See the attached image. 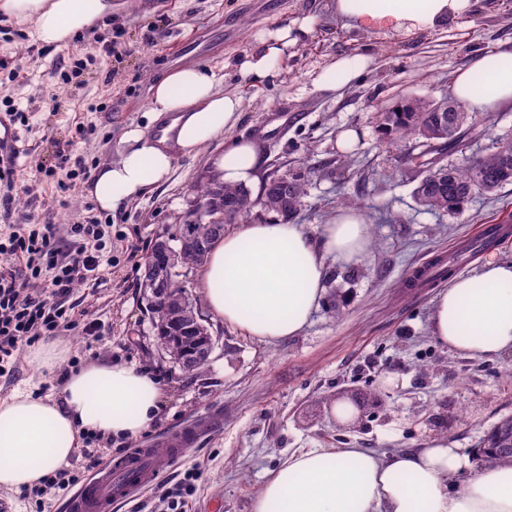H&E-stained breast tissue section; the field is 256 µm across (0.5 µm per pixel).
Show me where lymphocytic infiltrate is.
<instances>
[{"instance_id": "1", "label": "lymphocytic infiltrate", "mask_w": 512, "mask_h": 512, "mask_svg": "<svg viewBox=\"0 0 512 512\" xmlns=\"http://www.w3.org/2000/svg\"><path fill=\"white\" fill-rule=\"evenodd\" d=\"M101 237V224L91 218L71 225L65 239L58 237L56 225L47 223L36 229L14 225L0 241V253L13 258L0 266V373L21 344L64 328L95 335L94 325H78L67 301L79 282L111 265V256L99 246ZM38 282L46 283V293L31 291Z\"/></svg>"}]
</instances>
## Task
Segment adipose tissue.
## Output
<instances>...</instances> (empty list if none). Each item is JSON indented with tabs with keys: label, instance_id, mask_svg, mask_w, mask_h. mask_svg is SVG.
Returning <instances> with one entry per match:
<instances>
[{
	"label": "adipose tissue",
	"instance_id": "1",
	"mask_svg": "<svg viewBox=\"0 0 512 512\" xmlns=\"http://www.w3.org/2000/svg\"><path fill=\"white\" fill-rule=\"evenodd\" d=\"M470 0H335L339 17L356 28L431 29L467 11ZM110 0H0V15L30 23L45 45L70 47L92 22L111 12ZM298 29L272 33L271 46L243 61L240 70L265 78ZM453 97L476 112L512 104V50L479 57L460 71ZM244 104L218 89L212 69L188 66L160 78L151 90L148 122H168L172 146L147 130L124 133L117 160L102 163L90 194L104 211L133 201L166 181L176 156H193L235 128ZM214 165L229 186L257 184L258 144L232 141ZM369 226L355 208L312 234L301 224L274 218L236 225L212 246L198 272L199 294L217 320L264 342L300 334L324 295L327 263L361 262L370 249ZM433 336L473 356L512 351V262L490 260L452 278L438 292ZM164 400L159 378L117 360L65 373L59 398L14 392L0 401V490L21 492L73 456L82 435L114 440L141 436ZM253 512H512V465L470 471L469 457L445 438L393 453L363 448H312L292 455L263 483Z\"/></svg>",
	"mask_w": 512,
	"mask_h": 512
}]
</instances>
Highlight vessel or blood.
<instances>
[{"mask_svg":"<svg viewBox=\"0 0 512 512\" xmlns=\"http://www.w3.org/2000/svg\"><path fill=\"white\" fill-rule=\"evenodd\" d=\"M219 424V419L212 417L198 427L172 436L158 447L139 448L111 460L78 489L70 502L71 512H112L114 502L129 498L157 480L160 463L181 457L203 431Z\"/></svg>","mask_w":512,"mask_h":512,"instance_id":"1","label":"vessel or blood"}]
</instances>
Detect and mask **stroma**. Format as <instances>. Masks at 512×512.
Returning <instances> with one entry per match:
<instances>
[{"instance_id": "1", "label": "stroma", "mask_w": 512, "mask_h": 512, "mask_svg": "<svg viewBox=\"0 0 512 512\" xmlns=\"http://www.w3.org/2000/svg\"><path fill=\"white\" fill-rule=\"evenodd\" d=\"M310 33L289 46L267 77L252 80L240 63L262 53L269 33L303 17ZM112 54H105V46ZM512 50V0H471L448 26L412 33L364 32L334 9V0H112V16L91 25L68 49L36 40L28 23L0 18V114L16 105L27 117L12 184L11 212L0 210V237L20 217L53 221L59 232L94 217L105 229L112 264L77 286L70 298L81 323L98 328L86 344L75 332L57 337L69 352L60 368L37 369L18 354L0 374V396L14 389L58 396L60 375L105 359L156 371L167 400L157 422L124 452L152 448L169 436L217 414L220 427L204 432L182 457L168 462L149 490L113 512H170L166 494L187 469H195L184 512H251L265 479L288 457L308 448H365L375 452L419 448L447 438L473 466L484 435L512 417V351L487 357L455 353L431 332V315L447 278L408 287L409 276L468 246L456 268L465 275L489 260L512 261V240L473 250L479 225L512 215V184L478 196L456 214L425 210L413 197L421 174L403 156L411 142L388 148L379 114L413 93L449 97L454 75L474 57ZM371 62L338 93L316 80L336 59ZM202 65L216 73L220 90L244 102L242 122L193 157L180 156L163 184L106 213L92 209L90 180L73 177L57 154L80 156L88 170L117 159L123 134L145 125L150 88L164 73ZM20 69L13 78L12 69ZM60 94L50 111L48 99ZM359 131L349 154L336 147L339 133ZM254 139L261 175L301 174L307 197L295 223L313 233L345 200L357 201L370 224L372 248L357 265L329 262L326 293L309 324L278 343L247 336L204 315L216 341L204 367L185 372L157 344L140 286L144 259L155 239L183 223L195 184L214 175L212 159L234 138ZM512 138V106L492 113L487 125L463 127L445 162L483 153L496 138ZM50 176H40V169ZM356 410L348 421L332 408ZM111 441L86 436L67 464L79 482L110 460ZM70 490L45 488L41 496L0 492V512H67Z\"/></svg>"}]
</instances>
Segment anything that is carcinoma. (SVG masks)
Segmentation results:
<instances>
[{
    "mask_svg": "<svg viewBox=\"0 0 512 512\" xmlns=\"http://www.w3.org/2000/svg\"><path fill=\"white\" fill-rule=\"evenodd\" d=\"M402 112L387 110L381 114L379 133L387 145H394L406 138L420 139L426 135L436 136L442 149L457 143L458 130L467 117L461 112H432L430 100L409 94L399 99ZM428 152L411 156V162L422 170L424 176L413 191L417 202L429 211L456 213L461 211L479 189L473 185L472 171H481L489 184L488 192L512 183V139L500 138L487 148L485 154L469 157L459 164H451L443 179L436 178L431 170L433 162L427 159ZM307 195L301 176L283 172L268 185L262 201L264 207L280 217L293 214L302 206ZM195 198L207 205L200 220H186L188 233L181 234L182 225H177L169 241L181 252L185 268L197 266L207 259L211 245L224 235V225L246 220L253 206L251 191L244 186L230 187L218 178H210L195 189ZM160 346L175 354L184 355L190 340L179 342L170 335L169 321L163 320L155 328ZM512 444V419L497 423L485 436L481 454L486 461L512 464L511 453H489L491 448H506Z\"/></svg>",
    "mask_w": 512,
    "mask_h": 512,
    "instance_id": "1",
    "label": "carcinoma"
}]
</instances>
